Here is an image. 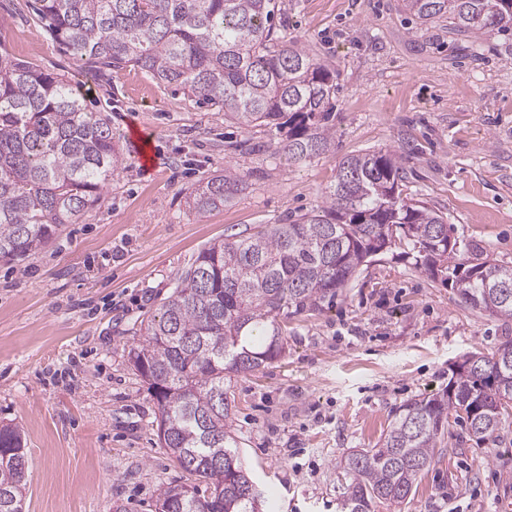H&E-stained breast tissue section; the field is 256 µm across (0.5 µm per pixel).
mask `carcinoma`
I'll return each mask as SVG.
<instances>
[{"instance_id": "obj_1", "label": "carcinoma", "mask_w": 512, "mask_h": 512, "mask_svg": "<svg viewBox=\"0 0 512 512\" xmlns=\"http://www.w3.org/2000/svg\"><path fill=\"white\" fill-rule=\"evenodd\" d=\"M422 24L471 34L512 30V0H406ZM275 0H33L60 45L96 68L133 67L224 109L242 130H287L289 160L335 144L336 71L274 36ZM394 150L349 155L325 200L286 224L204 247L159 312L141 321L129 362L158 406L157 435L190 481L158 489L154 512H262L232 430L224 376L286 353L291 316L321 311L361 267L395 247L465 305L512 322V266L457 258L448 217L403 195ZM110 119L77 82L0 51V262L19 264L78 224L120 172ZM230 168L189 196L198 216L246 191ZM512 418V336L448 367V385L396 410L372 448L345 459L342 512L399 508L415 495L450 428L498 443ZM28 455L19 426L0 427V512H23Z\"/></svg>"}]
</instances>
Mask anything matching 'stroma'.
<instances>
[{
    "label": "stroma",
    "mask_w": 512,
    "mask_h": 512,
    "mask_svg": "<svg viewBox=\"0 0 512 512\" xmlns=\"http://www.w3.org/2000/svg\"><path fill=\"white\" fill-rule=\"evenodd\" d=\"M289 41L336 71V146L302 161L264 129L133 68L96 78L88 105L122 139L100 206L21 265L0 263V425L23 429L24 512H154L185 480L156 434L157 406L133 370L134 332L209 242L320 205L341 160L397 150L405 193L447 215L470 252L512 266V35L419 24L405 0H278ZM0 45L50 72L86 64L56 43L28 0H0ZM149 133L145 175L125 133ZM249 188L197 216L186 199L214 170ZM512 323L480 314L392 255L335 305L288 321L285 357L232 377L241 455L276 512H341L345 455L373 447L396 407L437 392L465 354L493 350ZM477 444L455 427L401 512H512V422Z\"/></svg>",
    "instance_id": "obj_1"
}]
</instances>
